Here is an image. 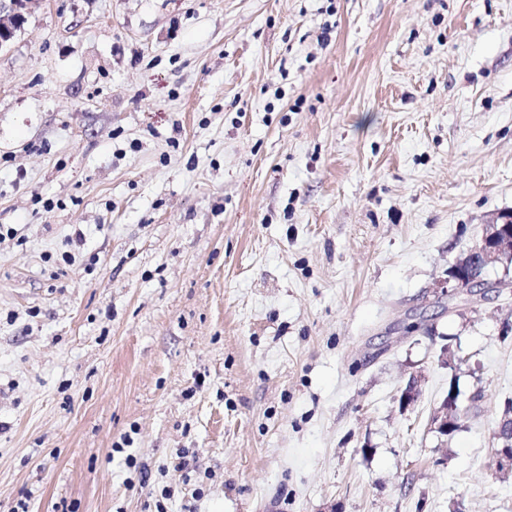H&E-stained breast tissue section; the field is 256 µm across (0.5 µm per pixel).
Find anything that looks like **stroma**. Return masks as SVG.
<instances>
[{"label":"stroma","instance_id":"obj_1","mask_svg":"<svg viewBox=\"0 0 512 512\" xmlns=\"http://www.w3.org/2000/svg\"><path fill=\"white\" fill-rule=\"evenodd\" d=\"M511 214L512 0H33L0 512H512V293L437 288ZM459 405L456 394L453 391L446 395L431 416V425L442 436L451 435L455 432L459 419ZM496 438L500 447L496 450V465L501 471L512 472V420L505 418L498 423ZM508 440L509 442H506Z\"/></svg>","mask_w":512,"mask_h":512}]
</instances>
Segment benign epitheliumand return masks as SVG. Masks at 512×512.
Returning <instances> with one entry per match:
<instances>
[{
	"label": "benign epithelium",
	"instance_id": "obj_1",
	"mask_svg": "<svg viewBox=\"0 0 512 512\" xmlns=\"http://www.w3.org/2000/svg\"><path fill=\"white\" fill-rule=\"evenodd\" d=\"M32 0H0V49L8 45L21 29ZM512 260V219L503 216L485 226L480 240L456 259L448 268V278L438 285L450 297L460 298L475 291H494L501 282H489L478 278L474 268L487 269L504 261ZM418 377L412 376L400 390L399 403L411 405L418 396ZM459 405L455 394L445 396L431 416V425L442 436L452 434L458 425ZM496 438L500 447L496 450V465L501 471L512 472V420L505 418L498 423Z\"/></svg>",
	"mask_w": 512,
	"mask_h": 512
}]
</instances>
